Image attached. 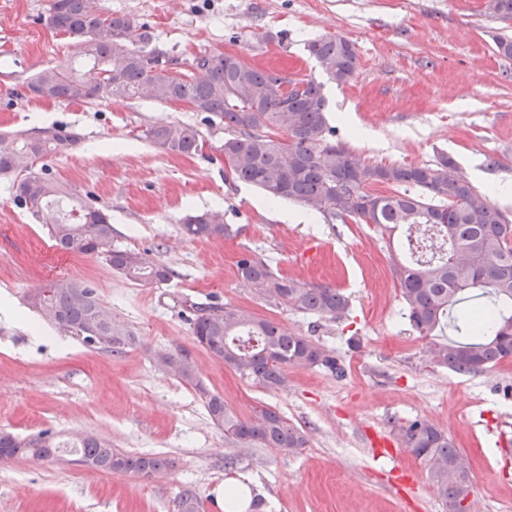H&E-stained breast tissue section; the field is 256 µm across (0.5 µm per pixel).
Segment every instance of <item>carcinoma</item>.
<instances>
[{
	"label": "carcinoma",
	"instance_id": "obj_1",
	"mask_svg": "<svg viewBox=\"0 0 512 512\" xmlns=\"http://www.w3.org/2000/svg\"><path fill=\"white\" fill-rule=\"evenodd\" d=\"M48 21L75 42L76 64L88 72L65 66L41 70L27 84L36 97L70 102L146 97L160 104L188 103L197 112L210 113L229 131L217 147L225 177L252 184L271 200L299 203L329 224H372L391 236L406 228L419 231L400 243L408 256L393 253L391 260L411 328L423 337L447 328L454 332L429 344L433 362L476 375L512 358V221L488 194L460 175L454 159L443 154L434 164L365 166L329 139L333 130L323 83L313 78L292 82L236 55L206 52L189 63L197 73L175 79L172 72L181 63L147 52L151 33L128 15L101 11L98 0H51ZM308 52L338 85L357 70L354 45L345 37L314 39ZM292 84L298 91H280ZM145 136L175 155H196L206 146L202 130L188 122L156 123ZM76 141L53 128L35 135L1 134L0 175L14 176L17 198L48 227L58 250L100 256L129 280L168 282L173 271L167 265L112 245V223L104 210L80 204L68 210L69 216L61 215L59 203L67 192L37 163L67 153ZM180 231L190 240L232 234L217 211L186 216ZM237 267L258 295L290 310L334 322L350 311L349 297L337 288L306 285L251 256L242 257ZM29 302L78 338L94 318L103 331L110 330L112 309L84 282L57 280L30 294ZM190 328L196 341L224 365L266 391L285 388L290 367L321 366L338 378L345 373L342 361L311 337L291 334L231 303L195 307ZM135 343V334L120 328L112 331L110 351ZM162 364L164 372L204 391L187 352H170ZM207 410L232 444L273 446L292 454L308 445L306 430L274 410L264 408L252 419H240L217 395L207 396ZM393 428L402 447L425 465L445 512H470L463 505L473 493L470 469L448 433L419 418ZM2 445L12 453L0 461L51 457L59 448L46 431L27 441L1 431ZM70 453L91 472L150 478L170 465L161 456L128 454L91 435Z\"/></svg>",
	"mask_w": 512,
	"mask_h": 512
}]
</instances>
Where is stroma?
Masks as SVG:
<instances>
[{
    "label": "stroma",
    "mask_w": 512,
    "mask_h": 512,
    "mask_svg": "<svg viewBox=\"0 0 512 512\" xmlns=\"http://www.w3.org/2000/svg\"><path fill=\"white\" fill-rule=\"evenodd\" d=\"M146 25L152 47L178 61L235 54L276 71L320 77L310 40L341 35L356 50L350 82H325L336 142L366 165H422L453 158L479 191L512 186V20L486 0H99ZM50 0H0V134L52 127L77 143L47 158L67 192L105 209L112 242L148 254L173 275L144 286L104 259L57 250L45 225L15 201L0 176V431L58 440L92 433L130 454L170 458L166 473H93L67 453L0 462V512H181L185 490L200 512L223 504L226 486L245 483L265 512H444L427 472L410 452L374 458L366 431L428 420L470 461L472 512H512V359L478 375L433 364L428 338L409 325L391 269L395 240L366 224L283 220L302 207L268 202L252 185L224 177L226 132L189 105L149 99L66 102L31 95L34 73L72 60L76 47L48 22ZM198 125L205 155L166 153L145 137L159 122ZM362 135H355V128ZM218 211L230 237L184 238L186 215ZM245 255L303 282L345 291L347 320L316 321L260 299L238 275ZM61 278L95 288L115 321L138 342L121 353L92 349L32 309L28 294ZM244 307L339 356L336 378L321 367L291 368L268 392L242 380L195 340L194 304ZM360 339L349 350V337ZM187 351L201 388L160 371L158 351ZM220 396L248 419L271 408L301 425L308 445L291 454L225 442L200 397ZM234 458L226 468V458Z\"/></svg>",
    "instance_id": "stroma-1"
}]
</instances>
